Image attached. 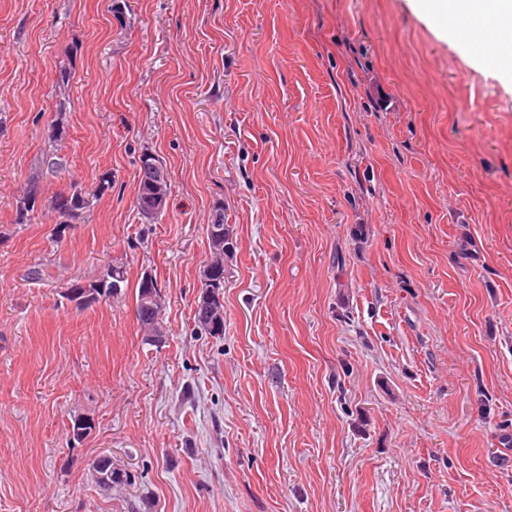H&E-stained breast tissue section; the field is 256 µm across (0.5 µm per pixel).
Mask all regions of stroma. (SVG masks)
I'll return each mask as SVG.
<instances>
[{
	"label": "stroma",
	"instance_id": "35a3bbf8",
	"mask_svg": "<svg viewBox=\"0 0 512 512\" xmlns=\"http://www.w3.org/2000/svg\"><path fill=\"white\" fill-rule=\"evenodd\" d=\"M459 25L421 0H0V512H512V73ZM59 122L66 167L39 172ZM107 172L83 221L15 223L31 176ZM112 261L120 295L65 299ZM201 287L197 297L195 309L201 308L207 314L211 329L218 336L224 332V312L221 309H212L209 306L210 294L220 293L224 288V276L210 268L207 264L201 272ZM141 288V325L144 331L142 338L146 344L160 347L165 342V336L153 315L162 311L163 301L158 282L151 272H145L141 276Z\"/></svg>",
	"mask_w": 512,
	"mask_h": 512
}]
</instances>
